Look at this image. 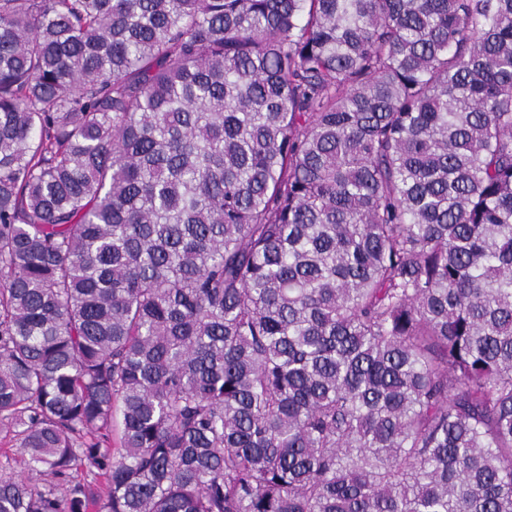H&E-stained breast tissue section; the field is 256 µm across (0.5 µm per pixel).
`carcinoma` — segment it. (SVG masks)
I'll list each match as a JSON object with an SVG mask.
<instances>
[{
  "mask_svg": "<svg viewBox=\"0 0 512 512\" xmlns=\"http://www.w3.org/2000/svg\"><path fill=\"white\" fill-rule=\"evenodd\" d=\"M0 431V512H512V0H0ZM14 442H10L9 439H1L0 435V467H5V472L13 474L15 476L26 477L27 469L25 463L19 453L15 451V449L10 450ZM9 456V459L6 460L4 453Z\"/></svg>",
  "mask_w": 512,
  "mask_h": 512,
  "instance_id": "obj_1",
  "label": "carcinoma"
}]
</instances>
